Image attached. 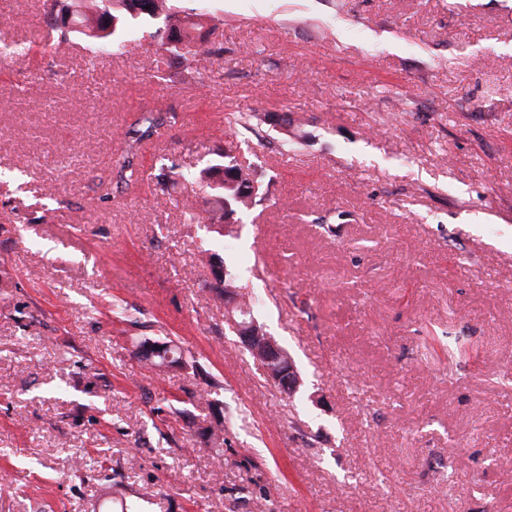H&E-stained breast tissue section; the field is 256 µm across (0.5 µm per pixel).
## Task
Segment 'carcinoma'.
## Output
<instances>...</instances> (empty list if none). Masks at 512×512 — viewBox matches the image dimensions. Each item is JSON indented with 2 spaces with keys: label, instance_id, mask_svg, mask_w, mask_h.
I'll use <instances>...</instances> for the list:
<instances>
[{
  "label": "carcinoma",
  "instance_id": "obj_1",
  "mask_svg": "<svg viewBox=\"0 0 512 512\" xmlns=\"http://www.w3.org/2000/svg\"><path fill=\"white\" fill-rule=\"evenodd\" d=\"M95 18L87 17L86 0H51L44 23L53 42L59 44L70 40L72 35H82L97 45L102 53L110 54L119 49L124 41L125 28L134 21L149 22L160 19L163 25L154 32L162 54L149 61L145 68L159 72L169 65L167 55L177 60L181 72L189 75L196 72L197 57L201 55H224V43L218 40L217 26H207L204 15L189 13L181 9L174 0H94ZM232 140L217 159L186 176L176 171L175 163L159 164L154 174L157 197L162 204L176 201L174 193L187 192L203 199L205 208L186 213L189 224H204L211 234V242L200 252V261L207 266L220 263L223 274L219 294L232 291L238 298V306L228 316L227 327L236 335L242 326L256 321L254 304L247 286L240 282L233 270L229 255H220L217 248L224 241L236 238L235 225L251 214L256 206L267 200L273 179L246 154L250 141L264 139L269 129L266 112L235 111L224 116ZM181 121L179 112L172 107H148L132 121L124 131L126 158L116 172L118 182L125 185L135 181L136 168L132 158L143 144L161 127H174ZM283 146L288 141L302 142L306 132L298 120L285 113L282 115ZM163 353L149 362L155 369L166 370L171 365L187 366L184 351L174 340L164 339ZM207 437L212 448L224 447V421L219 420L200 432Z\"/></svg>",
  "mask_w": 512,
  "mask_h": 512
}]
</instances>
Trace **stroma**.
I'll list each match as a JSON object with an SVG mask.
<instances>
[{"instance_id": "obj_1", "label": "stroma", "mask_w": 512, "mask_h": 512, "mask_svg": "<svg viewBox=\"0 0 512 512\" xmlns=\"http://www.w3.org/2000/svg\"><path fill=\"white\" fill-rule=\"evenodd\" d=\"M11 0L0 31V512H512V0H182L195 78L96 59ZM175 105L117 187L122 133ZM305 116L226 242L303 380L271 386L205 289L204 225L159 206L230 111ZM171 338L203 375L136 355ZM196 417L182 427L174 408ZM224 417V455L198 428Z\"/></svg>"}]
</instances>
